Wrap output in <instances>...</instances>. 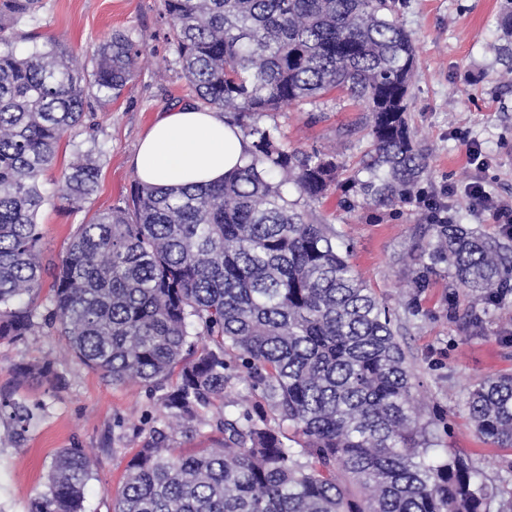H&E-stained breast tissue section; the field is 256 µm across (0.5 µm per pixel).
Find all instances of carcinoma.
Here are the masks:
<instances>
[{"label": "carcinoma", "mask_w": 512, "mask_h": 512, "mask_svg": "<svg viewBox=\"0 0 512 512\" xmlns=\"http://www.w3.org/2000/svg\"><path fill=\"white\" fill-rule=\"evenodd\" d=\"M39 4L0 0V340L47 327L112 384L159 394L171 428L221 434L183 455L154 429L113 512H490L497 493L482 470L438 449L423 421L396 318L343 236L308 210L335 186L348 208L420 197L429 164L407 116L417 50L395 2L163 0L198 107L232 116L249 162L219 184L136 183L78 225L41 307L42 176L81 124L87 90L118 100L141 49L115 31L90 69L60 38L19 53L18 26ZM335 93L367 113L371 137L369 160L340 185L335 156L287 150L257 123ZM89 140L61 171L69 205L97 187L102 152ZM427 231L414 287L446 266L470 298L466 327L481 331L512 294V238L452 220ZM238 379L258 400L227 411ZM466 406L476 433L512 452V374L475 382ZM44 410L0 395L18 437ZM92 473L85 449L60 450L30 512H81Z\"/></svg>", "instance_id": "carcinoma-1"}]
</instances>
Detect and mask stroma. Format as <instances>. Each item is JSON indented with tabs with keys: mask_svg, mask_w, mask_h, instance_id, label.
<instances>
[{
	"mask_svg": "<svg viewBox=\"0 0 512 512\" xmlns=\"http://www.w3.org/2000/svg\"><path fill=\"white\" fill-rule=\"evenodd\" d=\"M503 3L396 0L397 19L418 48L408 108L429 160L423 187L454 186L448 205L455 220L479 225L492 237L501 236L500 225L473 211L464 187L479 174L489 190L512 202V87L502 77L497 51ZM167 29L162 0H43L36 17L20 24L26 49L32 42L60 37L82 54L117 30L143 50L133 80L117 101L90 97L84 126L76 128L74 140L62 141L44 177L49 200L39 223L46 267L59 266L79 224L129 195L138 179L133 166L138 143L158 116L191 104ZM364 121V113L354 111L346 99L324 98L266 113L259 124L275 130L286 147L332 149L339 160L355 166L368 150V136L363 130L349 135L345 129ZM90 135L105 153L97 188L81 207L71 208L56 199L55 181L73 161L76 144ZM468 138L480 149L483 167L470 165L464 145ZM338 200L334 193L311 208L344 234L351 265L396 313L398 340L416 375L415 394L440 447L469 455L489 485L502 495L512 494V457L477 436L465 407L474 382L512 373V294L486 315L481 333H472L463 320L468 298L446 268L431 275L428 288L413 286L414 266L407 257L427 240L422 205L348 210ZM48 360L55 364L53 377L22 378L15 372ZM0 394L47 407L20 440L0 421V512H29L47 481L51 458L72 447L86 449L95 461L84 512H112L129 458L153 428L166 425L144 387L112 385L67 354L60 336L45 329L17 341L0 340Z\"/></svg>",
	"mask_w": 512,
	"mask_h": 512,
	"instance_id": "obj_1",
	"label": "stroma"
}]
</instances>
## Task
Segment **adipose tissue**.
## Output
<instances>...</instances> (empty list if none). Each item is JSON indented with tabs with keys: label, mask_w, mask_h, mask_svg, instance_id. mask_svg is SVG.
Returning <instances> with one entry per match:
<instances>
[{
	"label": "adipose tissue",
	"mask_w": 512,
	"mask_h": 512,
	"mask_svg": "<svg viewBox=\"0 0 512 512\" xmlns=\"http://www.w3.org/2000/svg\"><path fill=\"white\" fill-rule=\"evenodd\" d=\"M250 147L221 113L181 106L164 112L141 139L134 164L153 186L217 184L241 166Z\"/></svg>",
	"instance_id": "ef3b65f1"
}]
</instances>
